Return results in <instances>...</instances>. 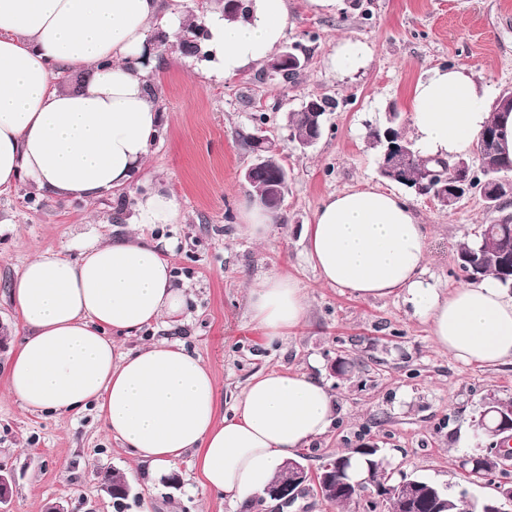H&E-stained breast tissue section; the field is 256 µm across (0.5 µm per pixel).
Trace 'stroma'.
<instances>
[{"label": "stroma", "instance_id": "obj_1", "mask_svg": "<svg viewBox=\"0 0 512 512\" xmlns=\"http://www.w3.org/2000/svg\"><path fill=\"white\" fill-rule=\"evenodd\" d=\"M288 10L284 44L304 61L288 80L262 65L224 78L209 61L183 50L167 24L153 25L169 38L167 45H151L160 133L146 169L178 204V223L157 234L170 245L177 284L190 290V316L184 324L154 326L116 342L129 349L164 337L196 351L214 374L223 414L262 371L323 380L337 397L339 417L301 451L310 472L367 443L391 461L393 479L418 476L454 496H497L500 472L473 483L460 464L489 444V437L475 436L472 418L489 398H512V364L462 363L438 349L427 326L398 300L355 299L325 285L304 260V226L338 191L371 186L405 193V186L380 175L366 134L384 125L392 108L409 125L412 89L431 68L471 67L496 93L512 91V0H343L333 13L288 0ZM341 39L371 51L363 68L343 76L331 66ZM323 97L337 107L320 139L308 150L295 149L274 104L295 110ZM261 110L288 169V190L264 242L251 239L236 220L240 204L254 194L243 179L255 161L244 138ZM409 201L428 234L425 277L447 289L466 282L455 262L457 245L512 215V203L501 210L477 195L450 210L425 196ZM136 215L131 190L89 203L40 195L23 179L0 192V469L15 478L0 512H46L55 502L67 512H140L146 499L153 512H233L224 498L201 495L188 455L175 468L177 485L143 472L127 499H112L101 486L103 475H124L133 462L94 409L37 414L7 391L6 364L25 334L9 294L17 273L37 251L73 257L76 244L126 236ZM272 271L296 278L310 307L306 323L270 348L249 320L247 290ZM342 361L347 368L340 373ZM247 512H389V506L374 495L337 505L310 482L292 503L262 498Z\"/></svg>", "mask_w": 512, "mask_h": 512}]
</instances>
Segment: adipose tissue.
<instances>
[{"mask_svg":"<svg viewBox=\"0 0 512 512\" xmlns=\"http://www.w3.org/2000/svg\"><path fill=\"white\" fill-rule=\"evenodd\" d=\"M185 0H0V191L29 179L48 196L96 200L139 187L134 236L85 243L76 258L52 250L11 284L26 333L7 366L8 392L28 409L63 415L95 403L106 431L136 463L172 470L192 453L202 494L237 507L263 496L284 461L324 435L337 400L305 373L262 372L219 417L203 359L160 339L121 350L114 333L183 321L190 295L149 228L176 223L178 205L149 186L145 163L159 130L146 50L157 19L178 28ZM219 72L232 78L269 60L286 37L288 0H251L247 17L207 18ZM89 68L76 93L65 69ZM411 130L421 157L468 156L497 120L512 159V112L463 66L432 68L412 91ZM320 279L356 298L395 297L434 344L467 364H512V297L496 280L437 288L422 277L427 232L409 201L375 187L331 194L305 231ZM309 298L272 272L248 290V315L267 344L305 322Z\"/></svg>","mask_w":512,"mask_h":512,"instance_id":"1","label":"adipose tissue"}]
</instances>
